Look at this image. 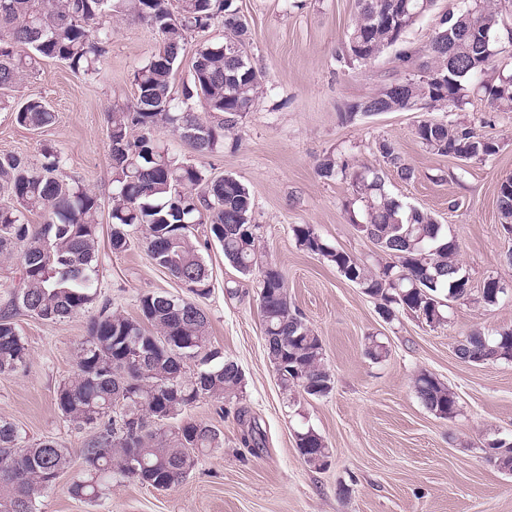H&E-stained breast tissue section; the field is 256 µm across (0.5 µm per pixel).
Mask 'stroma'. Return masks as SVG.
<instances>
[{
  "instance_id": "1",
  "label": "stroma",
  "mask_w": 512,
  "mask_h": 512,
  "mask_svg": "<svg viewBox=\"0 0 512 512\" xmlns=\"http://www.w3.org/2000/svg\"><path fill=\"white\" fill-rule=\"evenodd\" d=\"M237 5L249 26L247 52L262 72L263 94L257 108L239 118L237 142H225L223 151L200 163L249 187L258 254L282 270L291 308L320 337L333 389L322 398L294 399L282 390L267 354L257 276L239 274L208 226H197L195 239L210 273L211 293L201 306L211 347L238 363L244 387L237 398L199 399L183 417L219 430L223 448L199 454L189 475L168 491L118 480L96 503L73 498L68 486L84 467L80 450L89 433L65 420L55 396L76 372L78 345L97 309L54 323L19 316L29 361L0 375V417L14 422L27 441L54 439L71 456L68 472L39 499L38 512H512V474L483 453L491 440L512 442V361L471 364L456 354L473 329L493 334L512 327V295L492 307L480 302L487 279L512 281V266L503 261L512 236L501 227L497 202L501 182L512 177V112L474 93L450 110L347 120L349 106L406 74L394 47L366 64L347 57L357 0ZM157 47L151 29L119 16L98 73L77 74L65 63L42 60L12 96L18 102L42 97L56 122L32 131L0 111V153L38 162L43 146L54 147L67 178L93 194L101 215H108V112L133 97L131 74ZM426 119L471 125L499 150L467 162L430 152L415 134ZM382 140L415 170L406 182L388 173L389 193L427 211L460 244L457 260L471 295L453 302L446 322L435 328L412 313L383 319L373 299L326 259L300 249L291 231L295 224L312 225L332 247L376 266L378 246L349 219V179H323L316 163L332 152L353 170L382 167L376 150ZM131 237L130 247L116 254L109 224L98 226L99 303L137 318L144 293L188 297V289L153 262L141 231ZM372 336L386 346L385 358L366 355ZM423 370L457 393L455 417L438 418L417 398L412 382ZM240 407L262 431L260 447L243 444L235 416ZM304 427L328 446L325 468L310 467L299 455L294 434Z\"/></svg>"
}]
</instances>
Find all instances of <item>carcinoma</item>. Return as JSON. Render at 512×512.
<instances>
[{
	"label": "carcinoma",
	"mask_w": 512,
	"mask_h": 512,
	"mask_svg": "<svg viewBox=\"0 0 512 512\" xmlns=\"http://www.w3.org/2000/svg\"><path fill=\"white\" fill-rule=\"evenodd\" d=\"M434 0H358L359 16L346 41L351 60L368 63L403 41L406 30ZM502 0H473L471 7L443 14L426 50L403 49L400 60L417 72L381 88L351 105L352 120L371 105L390 112L459 108L474 85L493 104L512 109V76L492 69L501 33ZM126 15L149 26L158 38L156 52L133 72L135 94L109 111L112 199L109 219L112 252L130 245V232L143 233L150 257L189 289L193 298L164 292L140 297L139 318L102 306L80 343L76 372L57 390L59 412L79 429L92 431L81 453L84 468L72 478L69 494L95 502L114 478H130L157 491L179 484L195 465L198 452L223 447L210 426L171 421L200 398H233L243 387V373L232 360L218 361L210 349L209 320L198 300L210 295V274L192 239L193 226L209 225L224 259L241 275L260 274L259 311L268 356L284 391L324 397L333 388L322 342L288 303L285 278L273 264L258 267L256 237L250 224L247 186L230 175L212 176L180 159L155 136L165 127L202 155L224 149L235 136L238 117L251 111L263 93L261 73L249 58L231 52L248 39V26L235 0H0V90L11 89L33 74L40 60L57 59L84 75L97 71L112 40V16ZM224 26V42L206 39L209 29ZM197 38L191 77L182 100L171 80L184 46ZM200 100L204 113L194 111ZM16 122L42 130L55 123L42 99L13 106L0 97V110ZM416 136L429 151L485 160L498 144L474 128L452 122L425 121ZM383 162L409 181L414 169L386 140L377 144ZM36 165L13 153H0V260L18 259L17 275L0 284V374L23 366L28 349L15 317L24 313L48 322L78 315L93 304L99 261V207L85 189L66 180L63 159L53 148L42 149ZM324 179H350L358 210L350 220L394 261L372 269L355 256L331 247L309 224L292 228L297 245L326 258L345 279L356 283L391 319L410 311L430 326L446 322L443 306L431 300L454 294L470 296L456 256L460 246L427 212L391 196L379 170L348 172L334 153L316 165ZM500 224L512 231V182L500 184ZM38 213L34 225L28 215ZM472 363L512 361V328L493 336L476 329L457 349ZM421 403L442 419L458 411L456 393L433 373L419 372L413 382ZM242 441L257 447L262 434L238 411ZM297 449L304 462L318 467L311 455L325 447L314 429L298 432ZM488 462L512 468V443L498 441L484 451ZM70 466V453L50 439L28 443L17 427L0 419V512H36L43 493Z\"/></svg>",
	"instance_id": "cac0c4a2"
}]
</instances>
